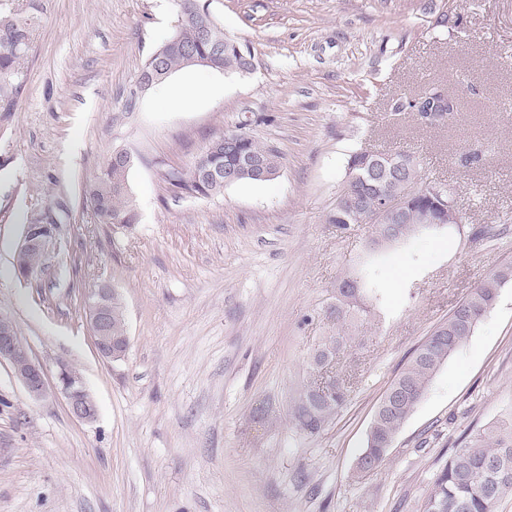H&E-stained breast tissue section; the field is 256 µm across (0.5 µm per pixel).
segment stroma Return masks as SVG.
<instances>
[{"label":"stroma","instance_id":"stroma-1","mask_svg":"<svg viewBox=\"0 0 512 512\" xmlns=\"http://www.w3.org/2000/svg\"><path fill=\"white\" fill-rule=\"evenodd\" d=\"M246 47L248 73L188 67L126 100L176 29L174 0H40L24 89L0 132V314L33 358L63 360L98 406L74 419L56 389L31 399L0 364V512H419L464 436L512 420V282L433 378L374 473L352 481L375 410L453 305L512 264V0H205ZM193 93L183 105L167 88ZM437 85L447 124L392 111ZM249 118L276 148L273 180L183 198L163 174ZM118 148L140 222L98 223L82 186ZM404 150L457 188L464 223L381 256L361 346L334 368L344 405L315 433L293 412L372 229L328 215L352 153ZM57 231L37 272L14 257L26 224ZM119 289L130 348L97 354L83 301Z\"/></svg>","mask_w":512,"mask_h":512}]
</instances>
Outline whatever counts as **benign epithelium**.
Wrapping results in <instances>:
<instances>
[{"label":"benign epithelium","mask_w":512,"mask_h":512,"mask_svg":"<svg viewBox=\"0 0 512 512\" xmlns=\"http://www.w3.org/2000/svg\"><path fill=\"white\" fill-rule=\"evenodd\" d=\"M406 210L404 198L389 195L383 198L380 211L371 214L373 220L379 217L401 219ZM55 226L50 224H28L17 254L45 253L54 236ZM85 321L91 333L98 355L106 360H117L127 353L130 338L127 335L114 336L109 327L112 310V287L106 283L89 293L84 300ZM0 362L10 365L15 377L22 383L29 396L40 399L47 393V374L44 366L36 362L28 347L18 336L14 321L0 314ZM55 387L63 396L69 414L84 423L96 421L98 407L88 390L82 375L65 363H59Z\"/></svg>","instance_id":"obj_1"}]
</instances>
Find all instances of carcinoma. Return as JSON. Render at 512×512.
Listing matches in <instances>:
<instances>
[{
    "instance_id": "cac0c4a2",
    "label": "carcinoma",
    "mask_w": 512,
    "mask_h": 512,
    "mask_svg": "<svg viewBox=\"0 0 512 512\" xmlns=\"http://www.w3.org/2000/svg\"><path fill=\"white\" fill-rule=\"evenodd\" d=\"M37 0H30L27 11H0V127L10 121L24 84V69L28 58L31 31L35 25ZM192 54L209 58L215 70L243 71L245 61L232 39L215 22L208 8L203 7L190 21L177 19L176 32L156 51L164 69L174 72L186 66L185 56L172 41ZM394 112H415L424 118L434 113L430 123H441L447 116L460 111V98L437 87H431L415 96H403L392 104ZM225 135L208 140L203 150L210 152L212 165L225 170H236L234 182H256L252 172L239 167L244 157H262L271 173L282 166L279 151L260 144L252 135L234 138L231 149H224ZM129 168L112 163L107 158L100 172L86 185L85 198L101 224L112 229L126 230L140 222V214L131 196L128 181ZM164 182L180 197L206 198L220 195L225 184L203 180L193 175L192 169H169ZM350 196L336 197L329 214V222L343 229L354 224H372L376 237L356 277L343 278L336 287V303L325 310L331 322V331L314 350L310 366L314 369L333 362L355 342L349 333L357 316L368 313L360 305L366 286L377 287L379 262L376 252L385 246L405 245L412 237L426 232V211L434 207L432 189L443 197L456 192L451 183H426L420 175L418 158L404 151L353 153L348 165ZM389 194L407 199L406 223L383 224L370 222L366 213L377 209L382 198ZM512 282V265L499 266L493 275L466 297L458 301L421 344L392 381L381 399L370 430L366 448L358 459L351 478L360 480L383 464L394 437L427 392L434 376L473 333L480 319L493 307L499 290ZM346 396L345 381L331 377L320 387L307 386L301 404L294 413L297 426L309 433L320 430L329 417L336 413ZM512 493V421L493 423L481 432L464 440L436 473L421 505L420 512H494L498 500Z\"/></svg>"
}]
</instances>
